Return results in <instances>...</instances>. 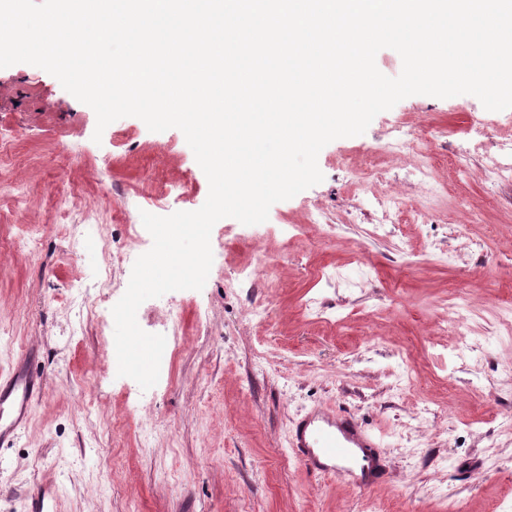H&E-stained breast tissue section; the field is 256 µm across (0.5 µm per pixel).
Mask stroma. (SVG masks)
Here are the masks:
<instances>
[{"label": "stroma", "instance_id": "obj_1", "mask_svg": "<svg viewBox=\"0 0 512 512\" xmlns=\"http://www.w3.org/2000/svg\"><path fill=\"white\" fill-rule=\"evenodd\" d=\"M488 124L472 148V118ZM444 131L433 177L408 179L406 158L380 152L396 123ZM96 115L53 75L0 68V373L28 350L46 388L13 441L0 444V512H512V185L458 174L489 166L512 139V109L472 95H413L365 133L319 153L324 179L272 205L266 222L219 220L202 290L143 302L137 322L164 335L157 384L117 374L103 251L126 225L95 224L81 253L52 228L55 177L84 205L112 204L139 225L206 201L208 179L181 130L149 131L128 116L94 141ZM392 191L431 220L375 229L372 200ZM320 223H313V215ZM129 222V223H130ZM39 239L31 255L20 239ZM272 272L251 275L255 248ZM235 288H228V280ZM462 319L446 328L449 308ZM267 308L265 318L255 305ZM178 310L179 325L169 313ZM411 376L413 385L400 381ZM355 411L381 432L385 485L354 489L307 474L288 447L309 410Z\"/></svg>", "mask_w": 512, "mask_h": 512}]
</instances>
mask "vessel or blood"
Listing matches in <instances>:
<instances>
[{
    "label": "vessel or blood",
    "mask_w": 512,
    "mask_h": 512,
    "mask_svg": "<svg viewBox=\"0 0 512 512\" xmlns=\"http://www.w3.org/2000/svg\"><path fill=\"white\" fill-rule=\"evenodd\" d=\"M40 384L41 377L26 356L0 376V439L14 436L27 421L33 393ZM289 446L310 474L333 475L360 489L386 481L377 452L379 438L352 410H310L295 424Z\"/></svg>",
    "instance_id": "b4317fda"
}]
</instances>
